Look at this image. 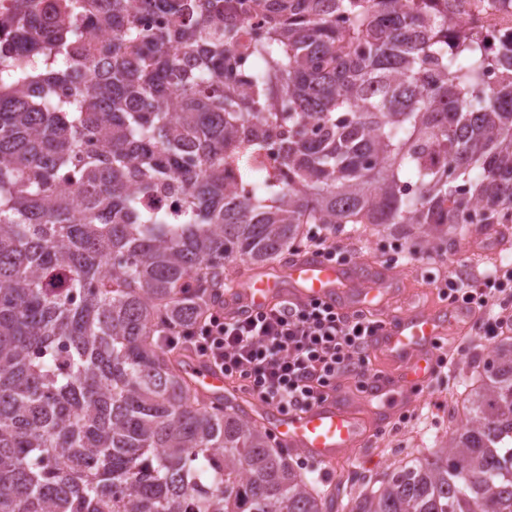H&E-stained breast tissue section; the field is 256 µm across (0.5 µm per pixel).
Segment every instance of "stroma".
<instances>
[{
  "label": "stroma",
  "mask_w": 512,
  "mask_h": 512,
  "mask_svg": "<svg viewBox=\"0 0 512 512\" xmlns=\"http://www.w3.org/2000/svg\"><path fill=\"white\" fill-rule=\"evenodd\" d=\"M336 239L366 276L385 279L384 312L388 315L417 308L447 310L448 302L440 296L439 285L448 274L466 277L478 270H488L504 247L500 236L475 235L456 242L446 253L429 259L411 255L397 264L393 261L396 242L391 238L382 235L360 238L341 231ZM484 327V320L465 314L451 315L449 332L441 338L449 362L466 365L476 345L490 351L491 339L485 336ZM339 394L363 415L378 417L381 430L374 432L364 446L349 451L332 465L316 464L300 454L292 455L291 460L301 472L316 477L320 483L336 486V499L342 503L399 461L413 458L419 449L430 447L433 440L446 438L449 428L455 424L449 410L455 398L444 371L430 379L423 389L394 393L380 405L351 383H342Z\"/></svg>",
  "instance_id": "stroma-1"
}]
</instances>
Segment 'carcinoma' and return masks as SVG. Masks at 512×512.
<instances>
[{"label": "carcinoma", "instance_id": "carcinoma-1", "mask_svg": "<svg viewBox=\"0 0 512 512\" xmlns=\"http://www.w3.org/2000/svg\"><path fill=\"white\" fill-rule=\"evenodd\" d=\"M14 2L0 512H334L165 337L216 307L227 263L283 266L315 224L420 257L512 224V37L458 21L465 0ZM461 388L463 424L348 512L512 505V329Z\"/></svg>", "mask_w": 512, "mask_h": 512}]
</instances>
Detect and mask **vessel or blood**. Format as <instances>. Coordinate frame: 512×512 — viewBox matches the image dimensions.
Masks as SVG:
<instances>
[{"label":"vessel or blood","instance_id":"b4317fda","mask_svg":"<svg viewBox=\"0 0 512 512\" xmlns=\"http://www.w3.org/2000/svg\"><path fill=\"white\" fill-rule=\"evenodd\" d=\"M356 276L355 266L306 254L290 260L285 272L249 280L240 288L230 287L225 296H241L255 309L281 300L298 304L322 300L342 306L346 303V290ZM446 327L440 312L420 309L385 323L372 346L397 364L398 373L389 382L372 378L368 386L370 395L378 397L392 390L409 392L424 385L434 370V343ZM192 372L206 394L223 396L224 375L218 368L197 362ZM262 414L285 451L304 454L318 464L334 462L362 446L372 432L367 420L334 396L304 411L284 414L266 406Z\"/></svg>","mask_w":512,"mask_h":512}]
</instances>
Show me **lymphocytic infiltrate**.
<instances>
[{
	"label": "lymphocytic infiltrate",
	"instance_id": "lymphocytic-infiltrate-1",
	"mask_svg": "<svg viewBox=\"0 0 512 512\" xmlns=\"http://www.w3.org/2000/svg\"><path fill=\"white\" fill-rule=\"evenodd\" d=\"M449 304L486 316L487 335L512 325V267L441 285ZM383 326L360 310L311 301H281L263 309L216 306L202 325L185 330L190 353L237 378L262 403L302 411L336 391L341 378L366 388L371 338Z\"/></svg>",
	"mask_w": 512,
	"mask_h": 512
}]
</instances>
